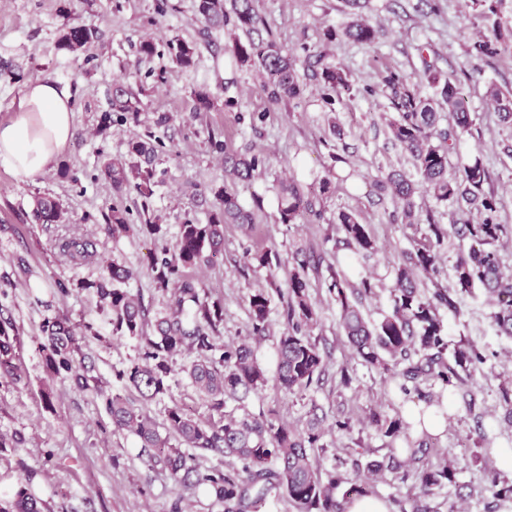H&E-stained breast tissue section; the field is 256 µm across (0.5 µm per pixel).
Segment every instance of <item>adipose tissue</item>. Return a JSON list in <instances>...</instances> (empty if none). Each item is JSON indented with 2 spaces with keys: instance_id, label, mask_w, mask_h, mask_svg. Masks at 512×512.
Segmentation results:
<instances>
[{
  "instance_id": "ef3b65f1",
  "label": "adipose tissue",
  "mask_w": 512,
  "mask_h": 512,
  "mask_svg": "<svg viewBox=\"0 0 512 512\" xmlns=\"http://www.w3.org/2000/svg\"><path fill=\"white\" fill-rule=\"evenodd\" d=\"M72 119L67 90L47 79L29 84L12 118L0 123V165L23 179L55 166L72 136Z\"/></svg>"
}]
</instances>
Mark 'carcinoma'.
<instances>
[{"mask_svg": "<svg viewBox=\"0 0 512 512\" xmlns=\"http://www.w3.org/2000/svg\"><path fill=\"white\" fill-rule=\"evenodd\" d=\"M485 3L486 0H472L474 7L481 8L476 17L485 26L484 33L472 45L478 60L495 55L493 43L503 38L497 22L492 20L495 9H482ZM195 7L206 23L207 34L228 27L244 33L247 41L234 42L231 62L258 72L261 91L269 102L289 103L300 98L305 82L296 57L272 40L253 38L265 25L256 0H231L228 7L224 0H196ZM342 36L356 43L372 44L378 31L357 21L346 26ZM96 38L95 30L73 25L64 34L63 42L73 50ZM171 50L181 65L193 63L194 45L178 40L171 44ZM424 75L435 89L432 98L421 96L406 78L392 71L379 74V84L389 90L388 100L396 112V117L387 122L388 139L411 159L412 170L393 169L367 177L333 152L329 154L331 163L325 176L310 186L304 188L293 179L278 185L283 224L324 220L325 200L335 192L336 182L361 180L377 194L390 196L403 223L421 231V238L393 268L389 310L376 321L364 316L362 305L366 298L376 295L378 283L363 270L379 246L369 225L362 223L356 212L341 209L336 213V243L346 253L330 254L313 247L293 252L286 279L287 326L276 343L274 374L277 388L291 397L305 399L321 383L327 369V353L314 336L320 311L311 295L310 282V273L323 267L328 273V297L336 305L339 327L355 357L363 365L400 381L401 392L416 394L432 407L436 419H450L447 407L453 406L451 396L465 392L472 373L489 359L487 349L471 340L448 341L441 311L461 316L463 296L480 290L487 298L489 319L497 334L512 339V272L506 270L500 257L504 240L512 239V227L498 219L499 198L487 187L490 176L479 158L449 167L450 156L459 152L463 137L471 134L475 121L457 83L427 61ZM315 77L323 102L329 111H336L335 105L342 103L353 89L348 73L327 63ZM487 94L499 122L512 128V90L505 92L492 85ZM444 110L450 114L451 123L442 128ZM139 113L138 94L122 90L112 100V111L102 114L100 131L114 123H136ZM165 139V132L150 131L144 139L129 141L127 159L105 166L104 175L116 194L132 186L142 197L139 224L131 222L128 209L112 205L111 216L104 224L112 239L165 233L160 217L150 213L149 205L158 183L154 160L165 149ZM209 144L224 155L225 173L224 185L211 189L218 204L209 222L184 221L172 248L151 251L147 256L146 269L155 290L168 297L166 312L156 319L152 331L144 330L145 310L140 298L127 288L135 277L131 269L114 263L103 270L98 280L83 284L84 288L95 290L102 308L111 314L112 336L134 338L141 347L138 360L116 371V377L136 393V398L120 392L101 393L112 425L139 439L151 469L168 474L193 494L200 492L214 498L224 505V512H261L268 502L282 500L293 512H346L352 498L371 494L374 484L387 472L403 483H412L411 509L402 506L400 512H441L436 495L455 483L456 468L447 458L437 464L427 461L437 436L428 433L424 418L413 423L400 412L393 417L370 412L367 422L387 439L388 453L364 465L355 461L348 471L336 456L330 464H323L327 452L326 418L319 413L321 407L315 401H310L309 419L302 430L276 416L245 410V401L268 383L257 345L269 332L270 292L254 288L247 297L249 341L223 343L219 327L224 322V304L211 299L190 271L207 265L224 249L225 225L250 228L256 223L259 196H253V206L248 208L234 186L251 183L260 176L266 169V158L260 153H239L212 132ZM422 194L454 207L458 219L446 225L430 214L427 223H418L416 198ZM34 219L42 224H58L63 221L64 212L59 202L40 198ZM450 238L459 241L451 265L454 287L436 288L426 294L421 288L439 274L442 246ZM90 247L79 238H64L59 244L60 250L73 260L91 257ZM244 264L265 268L273 266V260L268 251H249ZM13 330L11 325L0 324V380L18 385L24 375L19 365L20 338ZM41 333L39 350L48 370H64L72 375L78 388L99 391L91 369L76 363L86 335L77 333L70 321L60 315L45 320ZM185 351L195 354L185 373L209 414L196 418L174 403L167 407L165 418L159 423L145 406L167 393L173 359ZM437 385L448 390V403L433 394ZM230 402L236 403L242 414L227 410ZM207 454L228 459L230 468L201 470L196 458ZM485 475L494 499H512L511 482L501 480L499 472L492 468L485 470ZM44 508L29 475L0 498V512H43Z\"/></svg>", "mask_w": 512, "mask_h": 512, "instance_id": "cac0c4a2", "label": "carcinoma"}]
</instances>
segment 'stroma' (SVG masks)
Listing matches in <instances>:
<instances>
[{
  "instance_id": "35a3bbf8",
  "label": "stroma",
  "mask_w": 512,
  "mask_h": 512,
  "mask_svg": "<svg viewBox=\"0 0 512 512\" xmlns=\"http://www.w3.org/2000/svg\"><path fill=\"white\" fill-rule=\"evenodd\" d=\"M258 9L273 40L297 53L309 71L319 70L325 60L341 64L351 75L356 91L335 114L323 109L312 78L300 99L268 102L253 71L235 72L228 66L225 53L233 44V32L205 36L195 0H167L162 14L155 0H0V122L11 118L26 84L46 77L71 93L74 107L73 135L57 165L32 180L16 177L0 165V318L10 319L21 338L25 376L19 385L0 381V435L8 441L0 448V490L35 471L34 483L46 512H171L177 501L185 512H224L222 504L182 491L167 475L149 468L138 439L113 428L102 394L122 390L115 372L138 358L139 345L128 337H113L109 314L87 287L107 264L131 268L137 273L129 283L131 292L141 296L149 317L158 315L163 298L146 272V256L172 246L185 219L207 223L216 204L211 188L224 182V158L211 149L209 131L221 132L233 149L263 154L267 161L263 178L238 187L244 204H251L256 195L263 200L256 224L247 231L226 225L223 252L198 272L205 288L224 300L221 336L226 342L247 334L250 290L262 287L273 292L271 335L261 347L267 362L276 336L286 327V301L275 294L286 286L284 263L296 248L319 243L327 230L323 224L280 223L278 180L312 183L324 176L333 152L347 157L364 174L410 165L385 144L384 93L362 92L363 85L376 84L380 71L399 72L425 97L435 90L421 79L424 61L460 80L476 114L463 151L481 158L490 174L489 186L501 199L499 221L512 225V158L502 151L512 131L500 125L487 101L489 85L512 90V56L474 64L473 40L463 32L475 13L471 0H367L359 11L344 0H258ZM359 16L378 30L375 43L327 40V28L342 29ZM72 25L95 29L96 42L84 49L64 47L62 37ZM149 39L159 46L150 57L140 51ZM171 40L196 43L192 66L176 63L165 47ZM128 86L140 92L138 123L100 131V117L109 111L113 93ZM201 86L210 94L211 107L197 114L192 110L193 92ZM230 97L238 100V107L226 108ZM163 113L170 117L169 150L155 162L159 184L149 203L166 234L159 239L141 235L112 241L102 226L115 193L102 170L123 158L128 141L152 130ZM334 125L339 134L331 133ZM39 197L59 201L67 223H35L32 209ZM342 209L359 212L363 223L370 225L380 251L368 266L379 278L391 279L395 263L418 236L414 226L402 223L390 197L376 195L362 182L337 184L327 202L328 218ZM74 234L92 240L93 258L76 264L60 253L58 239ZM248 248L277 253L281 266L241 271L239 261ZM58 282L68 285L69 294L48 307L33 301L34 292ZM312 295L321 315L315 334L328 352L325 380L311 391L317 404L331 419L340 410L357 423L371 409L395 416L402 405L394 382L352 360L335 306L322 288H313ZM463 310L461 320H445L449 340L465 336L488 344L495 355L473 373L470 398L455 395L454 415L429 459L453 458L458 469L455 483L441 490L440 502L462 512H489L493 497L484 470L496 462L491 455L485 462H475L479 449L471 437L481 426L497 434L499 446L512 447V425L498 402L500 386L512 381V340L495 334L482 296L465 298ZM58 314L76 326L89 324L99 331V339L84 345L81 355L93 366L102 393L79 390L69 374L55 375L47 369L39 350L41 325ZM187 362V357H177L168 393L149 404L156 420H163L166 407L174 403L194 416L207 415L204 401L182 371ZM344 369L353 377L347 387L339 384ZM247 408L254 413L274 411L298 427L308 419L306 402L284 395L271 383L248 400Z\"/></svg>"
}]
</instances>
